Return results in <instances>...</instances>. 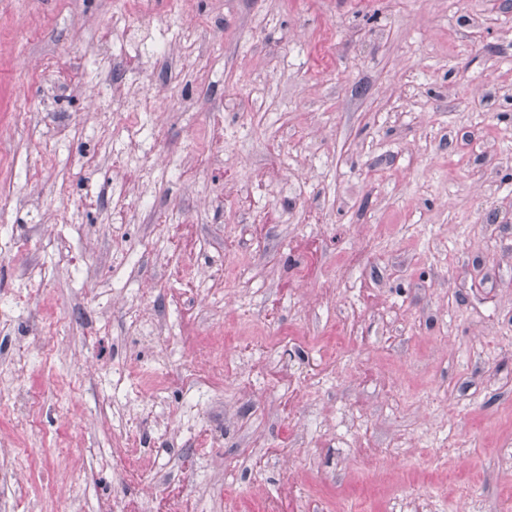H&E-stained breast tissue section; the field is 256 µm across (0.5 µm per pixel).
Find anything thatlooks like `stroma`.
<instances>
[{"instance_id":"obj_1","label":"stroma","mask_w":512,"mask_h":512,"mask_svg":"<svg viewBox=\"0 0 512 512\" xmlns=\"http://www.w3.org/2000/svg\"><path fill=\"white\" fill-rule=\"evenodd\" d=\"M131 4L0 0V389L38 391L27 425L0 405V503L399 512L383 463L430 512H512V0ZM336 327L349 357L309 376ZM258 329L287 367L237 356ZM116 363L215 446L149 500L101 466L116 427L166 445Z\"/></svg>"}]
</instances>
